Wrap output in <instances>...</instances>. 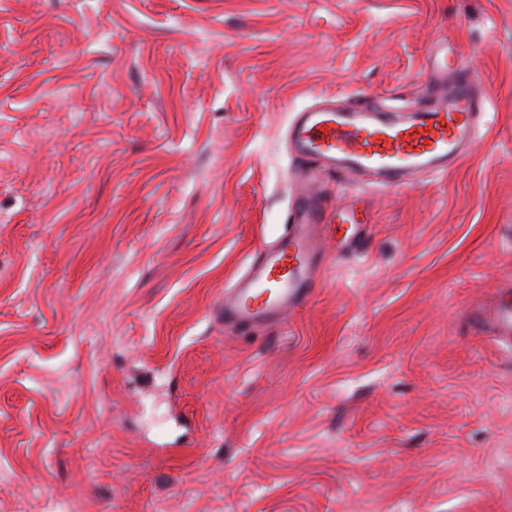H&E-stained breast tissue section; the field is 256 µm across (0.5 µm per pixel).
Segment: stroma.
I'll list each match as a JSON object with an SVG mask.
<instances>
[{"label":"stroma","mask_w":512,"mask_h":512,"mask_svg":"<svg viewBox=\"0 0 512 512\" xmlns=\"http://www.w3.org/2000/svg\"><path fill=\"white\" fill-rule=\"evenodd\" d=\"M479 75L471 150L328 177L309 302L231 331L286 228L287 131L410 117L431 48ZM512 0H0V512H512ZM491 306H477L473 310L476 327L490 334L499 344L512 350V292L511 286L503 287Z\"/></svg>","instance_id":"35a3bbf8"}]
</instances>
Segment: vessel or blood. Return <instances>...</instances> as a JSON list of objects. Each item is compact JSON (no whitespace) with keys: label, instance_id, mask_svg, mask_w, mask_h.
I'll return each mask as SVG.
<instances>
[{"label":"vessel or blood","instance_id":"b4317fda","mask_svg":"<svg viewBox=\"0 0 512 512\" xmlns=\"http://www.w3.org/2000/svg\"><path fill=\"white\" fill-rule=\"evenodd\" d=\"M434 103L401 120L354 102L339 110L301 112L288 131L303 166L301 188L291 199L286 234L250 273L224 296V321L231 327L276 325L316 288L322 258L319 230L330 219L324 180L328 173L374 172L389 183L441 174L463 156L484 108L476 94L478 74L436 44L428 57ZM477 328L512 350V290L502 289L489 306L473 310Z\"/></svg>","mask_w":512,"mask_h":512}]
</instances>
